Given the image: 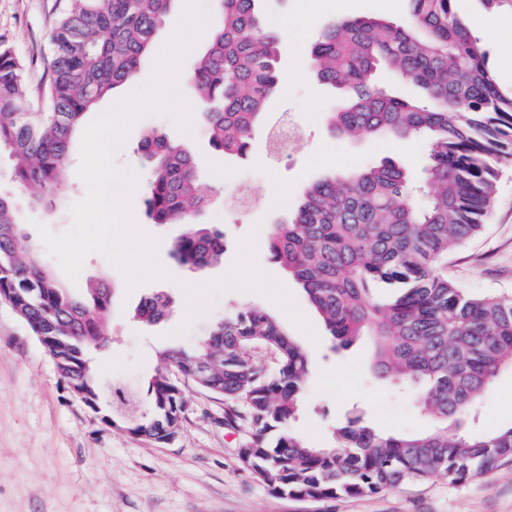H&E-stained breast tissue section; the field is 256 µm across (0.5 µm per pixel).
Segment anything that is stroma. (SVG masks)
Returning a JSON list of instances; mask_svg holds the SVG:
<instances>
[{
    "label": "stroma",
    "mask_w": 512,
    "mask_h": 512,
    "mask_svg": "<svg viewBox=\"0 0 512 512\" xmlns=\"http://www.w3.org/2000/svg\"><path fill=\"white\" fill-rule=\"evenodd\" d=\"M65 4L66 0H0V42L9 44L22 62L28 87L35 94L32 109L36 112L44 105L38 91L50 79L51 31ZM452 10L477 35L488 16L499 19L498 38L488 46L489 63L500 86L511 88L512 70L504 71L500 61L512 56V0H505L492 14L479 0H452ZM338 15L336 0H265L267 25L277 28L286 21L297 32L296 38L281 41L279 47L278 66L289 79L288 89L270 99L265 113L269 120L286 110L298 113L305 135L293 159L269 163L262 132L246 157L223 156L210 147L201 121H194L192 133L186 134L162 115L140 118L114 157L117 168L137 174V186L142 189L150 169L139 145L150 131L165 133L194 154L201 177L218 192L215 203L198 220L223 230L227 240L223 260L203 271L202 279L224 276L235 261L240 239L254 225H262L257 264L287 288L317 335L316 342L308 346L310 374L294 427L319 446L330 442L333 428L355 406L383 431L412 433L428 426L409 394L371 374L368 340L346 350L333 349L303 290L268 250V229L307 185L326 172L363 167L385 157L411 173L420 172L426 164V143L418 141L409 150L398 151L384 137L354 143L328 131L325 114L336 97L310 72L308 59L326 23ZM166 36L163 28L154 34L150 55L139 72L98 102L90 117H97L147 82ZM294 68L299 71L295 79L289 76ZM78 164L79 150L74 147L55 194L35 205L20 200L25 244L40 246L36 223L55 232L71 225L70 208L85 194V185L77 176ZM238 175L251 179L258 199L255 207L241 215L234 214L224 187L225 179ZM132 210L137 225L158 238L157 257L168 278L130 290L116 268L102 255L92 254L77 283L68 287L78 296L90 281L102 277L112 290L105 344L91 354L101 385L100 411H92L67 390L48 350L0 302V512H512V465L460 484L434 478L370 496L316 501L275 495L239 466L238 436L224 427L223 401L192 386L186 389L183 426L171 442H149L103 422L101 411L111 404L116 386L127 389L138 411H148L147 387L155 373L157 352L196 347L225 313L241 306L273 307L262 294L229 292L212 313L194 322L188 335H176L186 314V296L179 282L186 279L188 269L172 257L170 249L183 228L153 223L142 196L133 198ZM447 273L469 294L512 298V166L501 172L483 233L449 253ZM157 292L172 299V314L155 323L137 318L140 300ZM509 425L512 372L504 370L495 379L473 428L487 433Z\"/></svg>",
    "instance_id": "stroma-1"
}]
</instances>
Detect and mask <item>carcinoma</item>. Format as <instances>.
<instances>
[{
	"label": "carcinoma",
	"instance_id": "1",
	"mask_svg": "<svg viewBox=\"0 0 512 512\" xmlns=\"http://www.w3.org/2000/svg\"><path fill=\"white\" fill-rule=\"evenodd\" d=\"M173 0H70L51 33L48 106L31 111L23 64L0 44V149L13 161L17 191L36 202L55 192L87 111L131 80L150 51ZM452 0H408V19L355 17L331 22L309 63L343 93L327 113L331 133L351 140L386 135L423 138L428 163L419 175L392 159L328 173L305 188L286 220L268 234L272 259L304 290L339 346L360 336L375 345L372 371L411 387L434 423L411 435L380 431L353 414L334 443L317 446L294 432L310 362L278 317L244 306L218 322L192 350L159 355L148 382L150 414L132 418L118 395L103 420L163 443L181 428L186 382L224 400V427L239 433L237 459L273 493L313 500L373 495L435 476L457 483L512 463V426L467 431L468 413L493 380L512 369V298L472 296L444 274L448 253L483 227L498 168L512 163V89L497 82L482 40L452 11ZM218 24L197 56L188 86L209 144L226 156L246 153L267 103L280 88V35L265 26L259 0H214ZM387 70L419 89L411 98L374 82ZM140 149L151 177L146 212L156 224H181L171 255L201 271L224 255L226 237L197 215L215 202L192 152L152 131ZM17 196L0 192V300L46 347L70 393L97 402L90 351L105 336L111 290L99 280L70 294L39 254H22ZM389 288L387 298L372 290ZM162 294L143 298L136 315L156 322L170 312ZM258 349L275 353L269 367ZM209 358L201 375L197 361Z\"/></svg>",
	"mask_w": 512,
	"mask_h": 512
}]
</instances>
